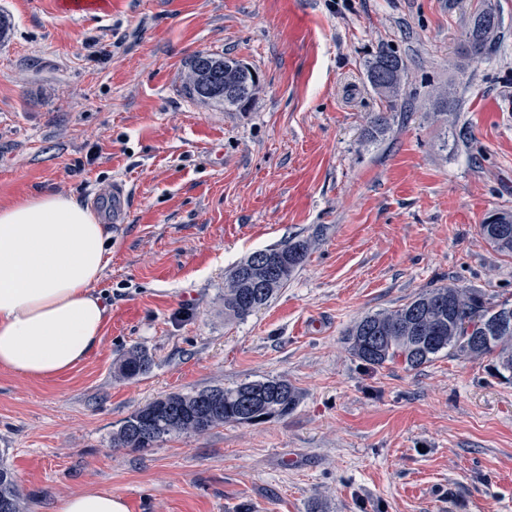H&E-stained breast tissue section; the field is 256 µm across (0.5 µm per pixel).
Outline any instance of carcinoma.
I'll list each match as a JSON object with an SVG mask.
<instances>
[{
    "label": "carcinoma",
    "mask_w": 512,
    "mask_h": 512,
    "mask_svg": "<svg viewBox=\"0 0 512 512\" xmlns=\"http://www.w3.org/2000/svg\"><path fill=\"white\" fill-rule=\"evenodd\" d=\"M497 10L484 3L475 8L457 47L469 61L483 58L501 28ZM222 55L195 54L188 63L194 77L185 80V94L197 101L209 99L245 108L256 86L240 96H224ZM406 75L403 59L381 47L368 61L367 80L386 105L372 113L364 137L374 142L391 127L392 112ZM481 235L494 248L512 254V215L496 213L480 225ZM313 247L309 238L292 237L252 253L235 265L224 279V317L244 321L288 285ZM351 351L371 366L401 361L409 369L429 363L444 352L474 360L496 356L492 377L512 379V304L487 301L484 292L456 284L435 285L410 302L392 310L368 314L351 328ZM152 358L142 348L127 351L118 376L133 379L147 373ZM299 403L288 381L278 378L241 383L233 388L209 387L193 393H169L138 409L112 434V447L144 451L182 434L203 435L226 422L257 424L286 416ZM0 512H28L27 496L14 473L0 462Z\"/></svg>",
    "instance_id": "obj_1"
}]
</instances>
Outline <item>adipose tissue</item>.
<instances>
[{"label":"adipose tissue","instance_id":"1","mask_svg":"<svg viewBox=\"0 0 512 512\" xmlns=\"http://www.w3.org/2000/svg\"><path fill=\"white\" fill-rule=\"evenodd\" d=\"M106 227L75 198L41 193L0 207V369L51 380L97 347L108 310L93 285ZM52 512H128L108 487L70 493Z\"/></svg>","mask_w":512,"mask_h":512}]
</instances>
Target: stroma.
<instances>
[{"mask_svg":"<svg viewBox=\"0 0 512 512\" xmlns=\"http://www.w3.org/2000/svg\"><path fill=\"white\" fill-rule=\"evenodd\" d=\"M493 2L500 35L463 64L472 0H112L92 22L0 0V207L66 194L112 236L97 348L49 382L0 370V459L29 512L96 486L129 512H512V383L451 354L370 367L348 336L432 285L512 301V254L480 233L512 214V0ZM383 46L407 78L369 142ZM199 52L256 72L246 108L185 95ZM441 90L458 106L437 117ZM295 236L316 246L288 285L225 320L228 271ZM134 347L150 371L115 378ZM267 377L293 413L112 445L161 396Z\"/></svg>","mask_w":512,"mask_h":512,"instance_id":"obj_1","label":"stroma"}]
</instances>
